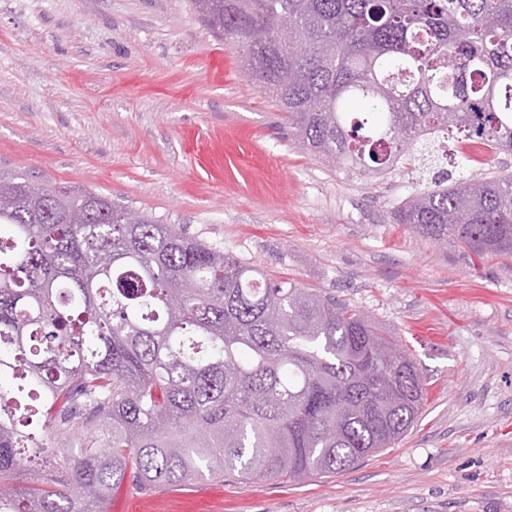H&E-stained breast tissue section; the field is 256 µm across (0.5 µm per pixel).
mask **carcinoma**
I'll return each instance as SVG.
<instances>
[{"instance_id":"1","label":"carcinoma","mask_w":512,"mask_h":512,"mask_svg":"<svg viewBox=\"0 0 512 512\" xmlns=\"http://www.w3.org/2000/svg\"><path fill=\"white\" fill-rule=\"evenodd\" d=\"M295 143L369 180L512 153V0H193ZM396 224L512 256V176L439 181ZM426 400L359 309L93 191L0 173V512H107L125 482L335 474Z\"/></svg>"}]
</instances>
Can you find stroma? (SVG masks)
<instances>
[{"label":"stroma","mask_w":512,"mask_h":512,"mask_svg":"<svg viewBox=\"0 0 512 512\" xmlns=\"http://www.w3.org/2000/svg\"><path fill=\"white\" fill-rule=\"evenodd\" d=\"M0 171L94 190L346 301L427 388L395 447L304 482L142 490L109 512H512V258L392 220L426 174L371 182L289 140L192 0H0Z\"/></svg>","instance_id":"stroma-1"}]
</instances>
